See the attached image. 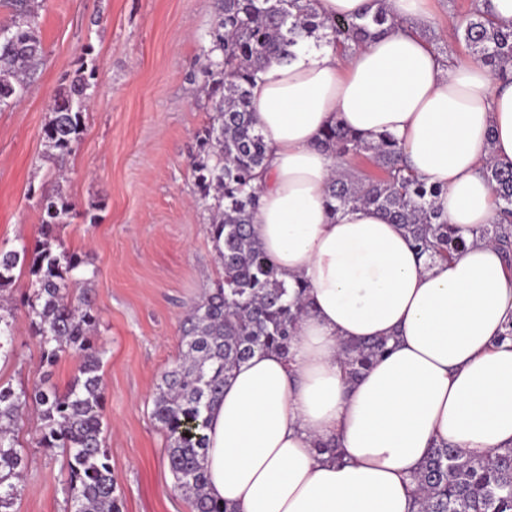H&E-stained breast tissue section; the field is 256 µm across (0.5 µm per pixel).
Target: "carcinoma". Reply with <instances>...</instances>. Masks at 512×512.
Listing matches in <instances>:
<instances>
[{"instance_id": "carcinoma-1", "label": "carcinoma", "mask_w": 512, "mask_h": 512, "mask_svg": "<svg viewBox=\"0 0 512 512\" xmlns=\"http://www.w3.org/2000/svg\"><path fill=\"white\" fill-rule=\"evenodd\" d=\"M219 14L208 45L202 47V75L213 114L203 129L192 164L199 199L211 213L210 238L224 276L192 306L182 322V352L165 371L153 416L166 433V458L177 488L191 512H237L207 491L201 465L207 448V412L224 393L233 371L255 352L286 356L295 322L305 309V286L289 289L253 231L260 202L255 184L267 158L265 136L256 126L251 89L274 60L293 56L298 39H324L344 53L395 25L386 0H370L354 16L320 17L314 0H219ZM11 24L0 38V106L21 99L43 55L38 35V0H7ZM472 59L497 80L512 79V23L499 22L487 0H471L456 28ZM88 80L79 75L69 91L54 99L43 138L50 156L72 152L83 131ZM320 146L343 159L345 167L328 183L332 212L373 207L410 238L419 254L449 261L465 249L462 236L435 206L439 188L428 186L402 162V148L388 135L373 140L338 123L321 134ZM482 175L493 187L497 218L481 236L512 259V166L487 164ZM42 241L27 249L0 250V350L13 343L12 306L1 293L12 287L13 271L29 265L35 277L24 302L32 335L49 368L65 354L79 356L77 374L61 393L44 376L30 388L0 384V512H10L17 484L27 469L26 449L15 438L25 409L41 422L40 447L61 450L64 490L71 512H120L110 459L103 448L105 397L100 348L95 332L99 314L90 281L76 275L82 259L60 246L59 231L73 209L56 189L39 199ZM387 351V340L344 347L349 378L358 377ZM417 512H512V447L475 459L446 442L431 449L413 478Z\"/></svg>"}]
</instances>
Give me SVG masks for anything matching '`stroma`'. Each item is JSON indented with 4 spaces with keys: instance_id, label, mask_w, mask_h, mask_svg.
Listing matches in <instances>:
<instances>
[{
    "instance_id": "1",
    "label": "stroma",
    "mask_w": 512,
    "mask_h": 512,
    "mask_svg": "<svg viewBox=\"0 0 512 512\" xmlns=\"http://www.w3.org/2000/svg\"><path fill=\"white\" fill-rule=\"evenodd\" d=\"M469 3L427 0L424 40L467 59L452 31ZM217 12L218 0H42V65L24 98L0 110V249L34 250L41 195L62 189L75 212L59 237L82 259L100 317L104 440L120 512H188L153 400L180 355L184 311L223 274L192 176L212 114L201 48ZM81 70L90 75L83 134L70 154L48 158L50 102ZM14 278V352L0 356V383L18 389L43 370L21 305L33 278L24 266ZM38 427L30 415L18 430L28 458L14 512H68L64 459L38 447Z\"/></svg>"
}]
</instances>
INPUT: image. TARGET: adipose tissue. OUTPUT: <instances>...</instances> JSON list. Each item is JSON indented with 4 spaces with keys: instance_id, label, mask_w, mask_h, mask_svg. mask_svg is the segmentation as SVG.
Listing matches in <instances>:
<instances>
[{
    "instance_id": "adipose-tissue-1",
    "label": "adipose tissue",
    "mask_w": 512,
    "mask_h": 512,
    "mask_svg": "<svg viewBox=\"0 0 512 512\" xmlns=\"http://www.w3.org/2000/svg\"><path fill=\"white\" fill-rule=\"evenodd\" d=\"M425 3L387 0L397 27L344 57L302 38L252 88L268 144L254 231L307 310L289 354L256 352L208 412V491L238 512H415L410 477L435 444L512 446V270L480 236L496 210L480 170L512 165V82L405 32ZM335 122L391 135L465 250L431 263L376 209L332 213L342 162L319 139ZM380 338L386 354L348 379L342 344ZM328 440L343 462L318 454Z\"/></svg>"
}]
</instances>
